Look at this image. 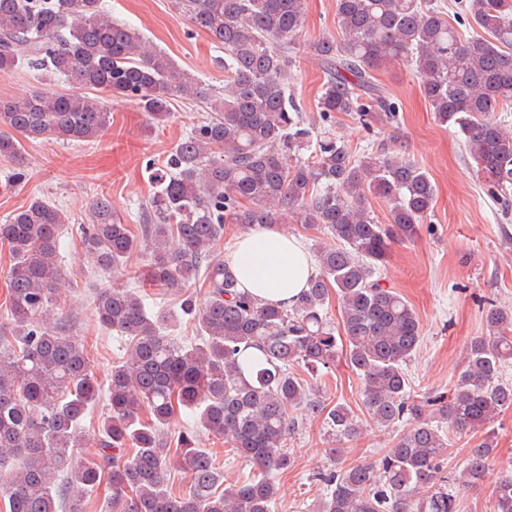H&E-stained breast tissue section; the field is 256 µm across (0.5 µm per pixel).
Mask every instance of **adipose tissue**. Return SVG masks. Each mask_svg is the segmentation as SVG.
<instances>
[{
	"instance_id": "1",
	"label": "adipose tissue",
	"mask_w": 512,
	"mask_h": 512,
	"mask_svg": "<svg viewBox=\"0 0 512 512\" xmlns=\"http://www.w3.org/2000/svg\"><path fill=\"white\" fill-rule=\"evenodd\" d=\"M227 262L253 297L286 307L315 271L301 239L273 227H259L238 237Z\"/></svg>"
}]
</instances>
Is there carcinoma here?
Segmentation results:
<instances>
[{
    "label": "carcinoma",
    "instance_id": "1",
    "mask_svg": "<svg viewBox=\"0 0 512 512\" xmlns=\"http://www.w3.org/2000/svg\"><path fill=\"white\" fill-rule=\"evenodd\" d=\"M194 27L224 47V92L180 68L165 51L112 19L101 0H0V72L25 67L63 78L73 93L36 91L0 98V156H20L19 137L89 141L105 135L106 100L126 99L148 121L168 120L176 97L204 104L206 117L173 148L155 176L143 225L150 249L143 285L180 298L178 310L153 311L147 295L102 290L100 324L128 341L112 366L108 411L97 452L83 457L81 428L101 384L84 342L59 326L62 212L32 199L0 223L8 245L6 317L0 325V496L6 512H86L105 482L112 512H272L274 476L293 465V413L325 414L341 444L361 430L351 411L327 408L317 385L293 367L319 373L335 364L338 344L327 316L340 303L345 360L362 381L363 403L380 427H405L381 458L314 475L326 488L308 512H459L444 455L450 435L486 427L512 408V308L489 303L488 335L472 340L451 396H418L404 365L421 343L411 305L378 270L395 244L411 241L434 208L429 174L392 150L354 158L330 119L356 116L367 128L397 121L399 105L372 72L406 62L422 79L437 120L463 139L494 198L512 195V0H468L472 27L461 39L434 0H336L337 35L305 43L326 81L319 123L288 94L306 0H173ZM94 95H89L88 91ZM386 201L379 222L369 198ZM330 236L313 247L317 269L293 305L261 303L229 266L212 258L226 225L245 232L286 218ZM83 243L103 270L121 269L138 240L96 198ZM206 286L204 302L188 293ZM198 339L168 333L182 319ZM186 418L176 446L170 424ZM253 468L224 485L195 428ZM494 441L470 450L464 475H489ZM188 489L175 494L171 470ZM493 512H512V477L494 481Z\"/></svg>",
    "mask_w": 512,
    "mask_h": 512
}]
</instances>
